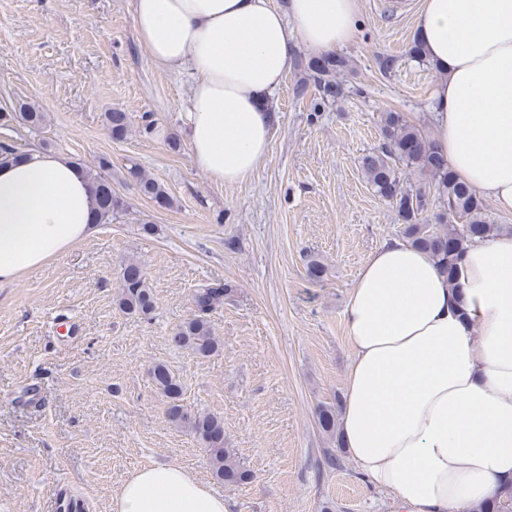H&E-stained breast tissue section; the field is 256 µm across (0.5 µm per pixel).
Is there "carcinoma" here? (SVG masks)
<instances>
[{"label": "carcinoma", "instance_id": "obj_1", "mask_svg": "<svg viewBox=\"0 0 512 512\" xmlns=\"http://www.w3.org/2000/svg\"><path fill=\"white\" fill-rule=\"evenodd\" d=\"M298 68L302 77L295 86V95L316 93L311 110L322 112L333 106L346 93L340 75L350 69V60L337 52L321 56H304ZM106 129L115 140H124L131 133L128 113L114 109L105 113ZM46 120L36 106L24 103L18 112L0 114V124L8 127L17 122L32 129ZM382 144L378 150L362 157L361 167L373 192L396 210L404 225L403 238L412 246L428 252L440 271L453 281L457 260L468 243L489 237L498 231L483 200L474 193L448 164V158L424 129L410 124L399 112L382 116ZM90 182L94 224H110L129 211V202L112 185V161L98 157L93 164L79 163ZM124 182L135 184L139 193L161 208L173 206V199L157 180L148 176L136 162L126 166ZM432 210V219L423 212ZM119 291L116 305L124 313L150 315L155 308L152 286L143 264L124 260L118 269ZM227 283L205 285L192 295L194 312L170 334L169 342L199 357H208L221 345L215 335L209 314L232 295ZM155 388L167 398L166 415L177 428L189 432L209 452V463L217 480L244 485L252 481L250 471L240 467L232 452L224 447V420L210 413H191L182 404L183 388L175 373L164 363L149 370ZM339 406H321L316 413L320 429L336 435ZM476 512H512V486L505 488L490 503Z\"/></svg>", "mask_w": 512, "mask_h": 512}]
</instances>
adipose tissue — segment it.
<instances>
[{
    "instance_id": "adipose-tissue-1",
    "label": "adipose tissue",
    "mask_w": 512,
    "mask_h": 512,
    "mask_svg": "<svg viewBox=\"0 0 512 512\" xmlns=\"http://www.w3.org/2000/svg\"><path fill=\"white\" fill-rule=\"evenodd\" d=\"M358 0H134L158 66L190 70L195 163L235 185L267 158L270 97L295 46L336 51ZM416 33L442 74L435 139L458 177L512 214V0H421ZM85 171L39 149L0 165V285L93 231ZM352 359L339 436L358 472L399 512H472L512 485V231L470 243L455 280L400 239L383 242L349 291ZM113 512H228L222 495L171 464L141 468Z\"/></svg>"
}]
</instances>
